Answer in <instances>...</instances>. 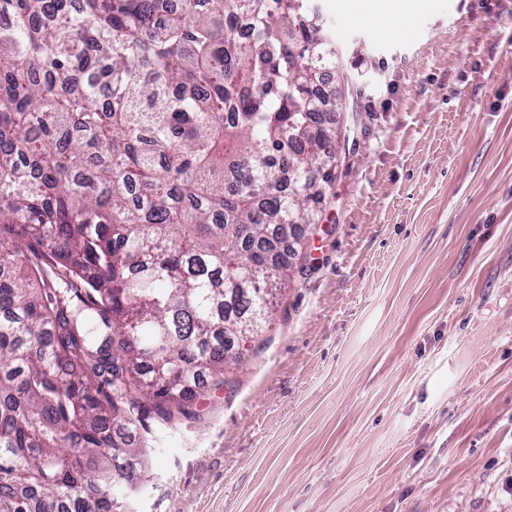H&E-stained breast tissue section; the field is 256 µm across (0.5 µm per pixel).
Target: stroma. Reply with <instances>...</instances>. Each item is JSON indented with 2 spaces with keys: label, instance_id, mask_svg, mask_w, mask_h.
Here are the masks:
<instances>
[{
  "label": "stroma",
  "instance_id": "obj_1",
  "mask_svg": "<svg viewBox=\"0 0 512 512\" xmlns=\"http://www.w3.org/2000/svg\"><path fill=\"white\" fill-rule=\"evenodd\" d=\"M313 5L362 131L268 329L144 419L132 510L512 512V0ZM349 13L357 21H372L384 32H389L383 22L386 19L399 14L398 2L396 0H381L382 5L378 11L373 9L374 0H350Z\"/></svg>",
  "mask_w": 512,
  "mask_h": 512
}]
</instances>
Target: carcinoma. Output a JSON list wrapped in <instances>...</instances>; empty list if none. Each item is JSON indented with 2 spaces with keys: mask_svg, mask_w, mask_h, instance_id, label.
Returning <instances> with one entry per match:
<instances>
[{
  "mask_svg": "<svg viewBox=\"0 0 512 512\" xmlns=\"http://www.w3.org/2000/svg\"><path fill=\"white\" fill-rule=\"evenodd\" d=\"M158 2L0 0V512H131L143 418L226 384L335 174L307 0Z\"/></svg>",
  "mask_w": 512,
  "mask_h": 512,
  "instance_id": "cac0c4a2",
  "label": "carcinoma"
}]
</instances>
